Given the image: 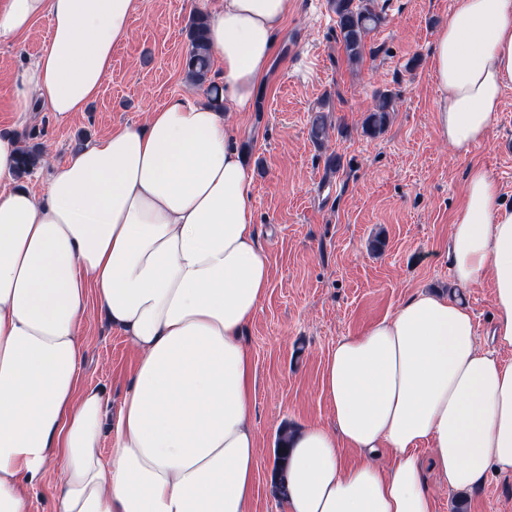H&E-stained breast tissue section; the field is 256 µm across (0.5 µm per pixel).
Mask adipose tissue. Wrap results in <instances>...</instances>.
<instances>
[{
    "label": "adipose tissue",
    "instance_id": "ef3b65f1",
    "mask_svg": "<svg viewBox=\"0 0 512 512\" xmlns=\"http://www.w3.org/2000/svg\"><path fill=\"white\" fill-rule=\"evenodd\" d=\"M294 0H216L208 42L222 106L169 97L17 180L23 144L0 132V512H31L50 462L55 512H248L258 438L243 332L270 284L252 179L230 118L247 111ZM142 0H0V43L48 19V43L11 77L17 124L39 99L86 111ZM439 137L485 140L512 86V0H455L431 51ZM457 286L491 283L480 346L454 297L419 292L327 356L332 427L295 432L289 512H434L417 454L449 488L512 474V207L479 165L443 251ZM96 299L137 354L102 455V393L79 384L80 324ZM357 452L345 464L343 449ZM391 461L378 462L381 450Z\"/></svg>",
    "mask_w": 512,
    "mask_h": 512
}]
</instances>
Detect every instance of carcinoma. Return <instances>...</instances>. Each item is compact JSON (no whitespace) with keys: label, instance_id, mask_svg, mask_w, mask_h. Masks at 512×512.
<instances>
[{"label":"carcinoma","instance_id":"cac0c4a2","mask_svg":"<svg viewBox=\"0 0 512 512\" xmlns=\"http://www.w3.org/2000/svg\"><path fill=\"white\" fill-rule=\"evenodd\" d=\"M336 15V28L339 30L348 58L357 62L363 58L365 37L383 20L382 11L378 10V0H331ZM188 50L183 58V68L187 78L195 85L203 86L210 82L211 52L207 38V21L201 13L195 15L187 31ZM393 95L388 92L378 94L377 104L363 120V132L370 137L383 134L391 120L393 112ZM327 133V116L317 112L311 122L310 138L321 144ZM42 152L34 146H27L20 160V175H27L41 163ZM288 430L279 433L275 448L272 470L273 493L280 500L288 499L286 486L288 472Z\"/></svg>","mask_w":512,"mask_h":512}]
</instances>
